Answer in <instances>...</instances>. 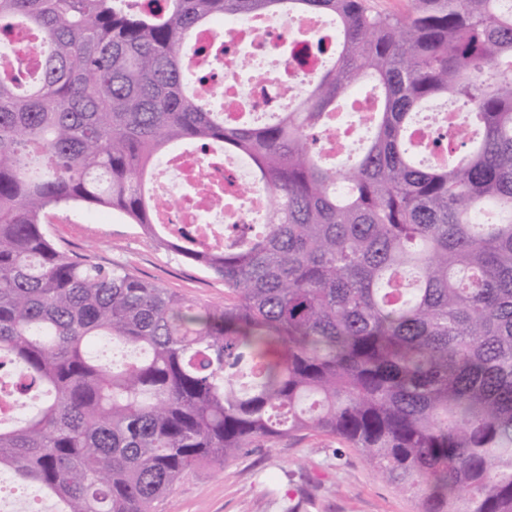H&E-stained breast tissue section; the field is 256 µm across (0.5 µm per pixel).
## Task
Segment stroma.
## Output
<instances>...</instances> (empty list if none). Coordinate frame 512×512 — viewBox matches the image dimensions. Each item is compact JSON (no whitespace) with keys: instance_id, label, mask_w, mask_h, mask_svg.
Returning <instances> with one entry per match:
<instances>
[{"instance_id":"1","label":"stroma","mask_w":512,"mask_h":512,"mask_svg":"<svg viewBox=\"0 0 512 512\" xmlns=\"http://www.w3.org/2000/svg\"><path fill=\"white\" fill-rule=\"evenodd\" d=\"M47 234L61 247L206 305L224 302V283L160 247L120 214L76 208L52 216ZM422 501L376 477L356 449L317 432L256 441L237 460L189 472L155 512H421Z\"/></svg>"}]
</instances>
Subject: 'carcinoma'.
<instances>
[{
    "mask_svg": "<svg viewBox=\"0 0 512 512\" xmlns=\"http://www.w3.org/2000/svg\"><path fill=\"white\" fill-rule=\"evenodd\" d=\"M256 15L329 16L336 46L296 106L227 124L183 47ZM0 20L44 51L27 84L0 75V364L23 414L0 473L57 512H154L189 471L314 431L422 512H512V0H0ZM358 91L378 108L338 165L320 134ZM434 100L467 128L427 162ZM180 143L247 157L272 195L222 248L160 240L224 281L219 307L44 229L81 206L155 230L148 170Z\"/></svg>",
    "mask_w": 512,
    "mask_h": 512,
    "instance_id": "obj_1",
    "label": "carcinoma"
}]
</instances>
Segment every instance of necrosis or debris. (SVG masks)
I'll return each mask as SVG.
<instances>
[{
	"instance_id": "necrosis-or-debris-1",
	"label": "necrosis or debris",
	"mask_w": 512,
	"mask_h": 512,
	"mask_svg": "<svg viewBox=\"0 0 512 512\" xmlns=\"http://www.w3.org/2000/svg\"><path fill=\"white\" fill-rule=\"evenodd\" d=\"M333 28L332 22L315 18L296 23L229 18L221 26L199 28L191 39L195 52L189 59L190 67L206 77L197 93L215 100L228 121L239 120L247 110L263 112L294 101L309 77L327 65L320 56L296 59L297 32L311 39ZM242 57L248 62L243 70L237 67ZM42 59L40 40L25 27L14 28L8 41L0 44V71L33 77ZM353 108V119L324 128V154H343L348 145L362 139L376 101L360 98ZM152 167L153 186L169 201L157 215L163 232L184 230L207 245L220 246L227 225L261 223L269 206V191L250 163L226 156L221 149L213 147L202 154L195 147L180 146L153 161Z\"/></svg>"
}]
</instances>
